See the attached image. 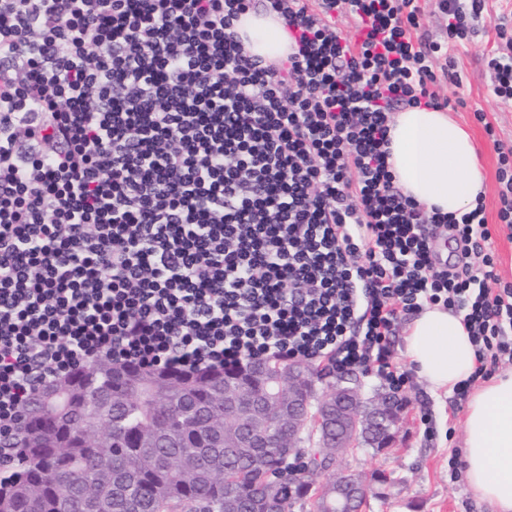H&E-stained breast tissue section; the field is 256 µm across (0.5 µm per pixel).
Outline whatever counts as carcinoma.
Masks as SVG:
<instances>
[{
  "instance_id": "carcinoma-1",
  "label": "carcinoma",
  "mask_w": 512,
  "mask_h": 512,
  "mask_svg": "<svg viewBox=\"0 0 512 512\" xmlns=\"http://www.w3.org/2000/svg\"><path fill=\"white\" fill-rule=\"evenodd\" d=\"M288 376L207 366L165 376L108 357L77 375L68 408L43 418L50 446L15 440L12 462L0 470V498L10 512H225L226 483L239 481V512H256L262 495L288 472L274 448L227 451L224 433L246 425L224 414V391L253 396L279 391ZM323 431L309 429L317 469ZM286 506L309 495L304 477L282 486Z\"/></svg>"
}]
</instances>
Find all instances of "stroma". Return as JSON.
I'll return each instance as SVG.
<instances>
[{
  "mask_svg": "<svg viewBox=\"0 0 512 512\" xmlns=\"http://www.w3.org/2000/svg\"><path fill=\"white\" fill-rule=\"evenodd\" d=\"M512 15V0H486V9L464 45L452 55L461 85H443L439 93L457 103L454 116L472 132L486 170L483 205L494 228L492 251L495 272L501 281H512V230L499 225L498 154L496 142L512 144V102L496 98L490 91L486 67L489 54L501 51L494 24L498 17ZM485 113L477 121L475 110ZM403 394L401 420L389 447H358L346 454L337 468L308 473L310 495L295 501L289 512H313L312 499L341 474H359L368 487L362 512H490L488 504L471 491L465 475L451 477L448 460L462 451L465 402L455 395L432 394L420 378Z\"/></svg>",
  "mask_w": 512,
  "mask_h": 512,
  "instance_id": "stroma-1",
  "label": "stroma"
}]
</instances>
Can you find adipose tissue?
<instances>
[{
  "label": "adipose tissue",
  "mask_w": 512,
  "mask_h": 512,
  "mask_svg": "<svg viewBox=\"0 0 512 512\" xmlns=\"http://www.w3.org/2000/svg\"><path fill=\"white\" fill-rule=\"evenodd\" d=\"M236 30L250 55L273 62L290 50L288 32L274 14L252 10ZM387 162L399 187L429 209L456 215L485 192L475 139L450 114L429 108L397 112L390 124ZM406 354L432 392L452 393L476 367L462 315L425 305L405 335ZM467 481L495 512H512V373L496 375L470 393L463 421Z\"/></svg>",
  "instance_id": "adipose-tissue-1"
}]
</instances>
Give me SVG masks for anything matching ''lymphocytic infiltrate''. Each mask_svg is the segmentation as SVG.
<instances>
[{"label": "lymphocytic infiltrate", "mask_w": 512, "mask_h": 512, "mask_svg": "<svg viewBox=\"0 0 512 512\" xmlns=\"http://www.w3.org/2000/svg\"><path fill=\"white\" fill-rule=\"evenodd\" d=\"M256 8L284 20L286 59L245 50ZM437 8L443 41L420 0H0V425L103 355L321 360L403 393L393 338L427 304L476 347L457 398L512 362L483 207L426 210L387 165L395 108L449 107L448 49L485 0ZM428 1L424 9V13L420 18L421 32L427 33L433 39H440L444 33V22L437 14H434V4L436 0H421Z\"/></svg>", "instance_id": "1"}]
</instances>
